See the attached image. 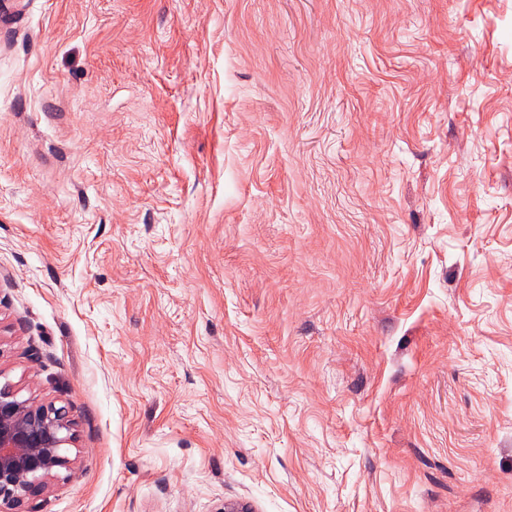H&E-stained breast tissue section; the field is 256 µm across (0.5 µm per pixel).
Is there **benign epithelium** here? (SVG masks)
Instances as JSON below:
<instances>
[{
  "label": "benign epithelium",
  "mask_w": 512,
  "mask_h": 512,
  "mask_svg": "<svg viewBox=\"0 0 512 512\" xmlns=\"http://www.w3.org/2000/svg\"><path fill=\"white\" fill-rule=\"evenodd\" d=\"M75 439V422L64 407L36 404L0 386V512H15L44 491L68 463L61 448Z\"/></svg>",
  "instance_id": "benign-epithelium-1"
}]
</instances>
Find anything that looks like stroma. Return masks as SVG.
<instances>
[{
  "instance_id": "obj_1",
  "label": "stroma",
  "mask_w": 512,
  "mask_h": 512,
  "mask_svg": "<svg viewBox=\"0 0 512 512\" xmlns=\"http://www.w3.org/2000/svg\"><path fill=\"white\" fill-rule=\"evenodd\" d=\"M39 512H512V0H0V384ZM75 439V422L64 407L35 404L0 386V511L17 512L44 491L68 463L61 448Z\"/></svg>"
}]
</instances>
